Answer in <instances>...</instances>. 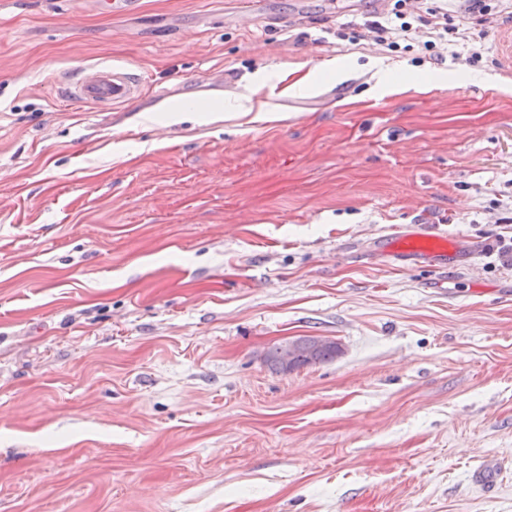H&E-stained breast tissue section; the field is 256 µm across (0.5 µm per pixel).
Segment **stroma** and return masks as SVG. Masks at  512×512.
Here are the masks:
<instances>
[{"label": "stroma", "mask_w": 512, "mask_h": 512, "mask_svg": "<svg viewBox=\"0 0 512 512\" xmlns=\"http://www.w3.org/2000/svg\"><path fill=\"white\" fill-rule=\"evenodd\" d=\"M140 2L0 6V512H512V259L442 279L375 250L406 224L512 238V24L433 64L370 38V0L246 27ZM97 62L152 80L63 104ZM228 70L286 120H182L231 110ZM303 336L342 352L266 366ZM306 337H300L299 339L305 340ZM298 339L289 340L280 343L279 353L280 360L282 364V368L284 372H288L289 370L304 367L307 365H313L317 363H324L328 361H332L338 355L336 352V345H325L322 346L320 351L313 357H308L303 353H300L296 356L294 360V364L292 367V361L297 349L304 345V342ZM278 345H275L266 352L265 363L269 367L270 370L275 372L283 371L280 367L278 360Z\"/></svg>", "instance_id": "obj_1"}]
</instances>
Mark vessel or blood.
<instances>
[{"mask_svg": "<svg viewBox=\"0 0 512 512\" xmlns=\"http://www.w3.org/2000/svg\"><path fill=\"white\" fill-rule=\"evenodd\" d=\"M267 12L266 0H238L226 19L234 25L254 22ZM147 73H136L116 65L95 63L62 80L63 95L70 102L93 108L113 107L137 99L149 83ZM378 244L383 253L407 265L423 264L445 273L465 265L479 248L461 236H449L437 225L424 224L415 231L392 228L381 234Z\"/></svg>", "mask_w": 512, "mask_h": 512, "instance_id": "b4317fda", "label": "vessel or blood"}]
</instances>
